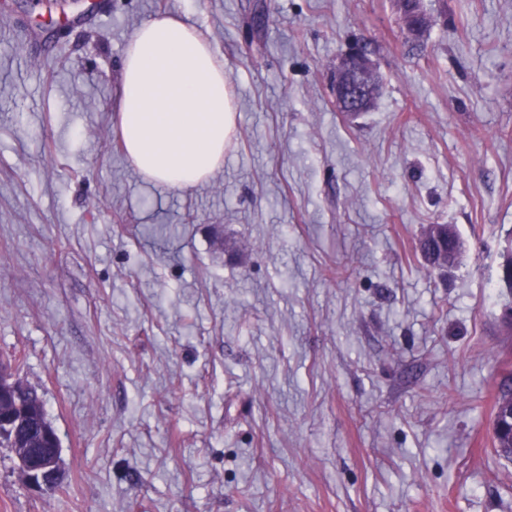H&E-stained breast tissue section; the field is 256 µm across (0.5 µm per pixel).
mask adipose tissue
I'll use <instances>...</instances> for the list:
<instances>
[{
  "mask_svg": "<svg viewBox=\"0 0 512 512\" xmlns=\"http://www.w3.org/2000/svg\"><path fill=\"white\" fill-rule=\"evenodd\" d=\"M117 119L128 158L153 184L188 190L223 166L237 112L224 65L195 26L158 14L136 29Z\"/></svg>",
  "mask_w": 512,
  "mask_h": 512,
  "instance_id": "obj_1",
  "label": "adipose tissue"
}]
</instances>
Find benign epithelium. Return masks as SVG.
Instances as JSON below:
<instances>
[{
    "label": "benign epithelium",
    "mask_w": 512,
    "mask_h": 512,
    "mask_svg": "<svg viewBox=\"0 0 512 512\" xmlns=\"http://www.w3.org/2000/svg\"><path fill=\"white\" fill-rule=\"evenodd\" d=\"M397 9L407 33L418 38L428 26V18L419 8L406 6V0H396ZM336 104L340 111L356 116L371 110L379 92L378 74L372 52L364 43H355L339 60L333 74ZM500 418L495 433H509L512 438V399L499 405ZM17 462L26 483L36 490H48L61 481L60 446L29 448Z\"/></svg>",
    "instance_id": "obj_1"
}]
</instances>
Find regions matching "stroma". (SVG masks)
Here are the masks:
<instances>
[{"label":"stroma","mask_w":512,"mask_h":512,"mask_svg":"<svg viewBox=\"0 0 512 512\" xmlns=\"http://www.w3.org/2000/svg\"><path fill=\"white\" fill-rule=\"evenodd\" d=\"M0 0V361L60 439L59 491L0 448V512H512V0ZM159 13L235 90L224 165H130L125 45ZM355 40L382 81L348 119ZM465 251L430 269L418 243ZM397 9L407 33L418 38L428 26V18L420 8L406 7V0H397ZM379 86L371 50L364 43L353 44L341 57L333 74L336 104L340 111L349 116L370 111Z\"/></svg>","instance_id":"1"}]
</instances>
